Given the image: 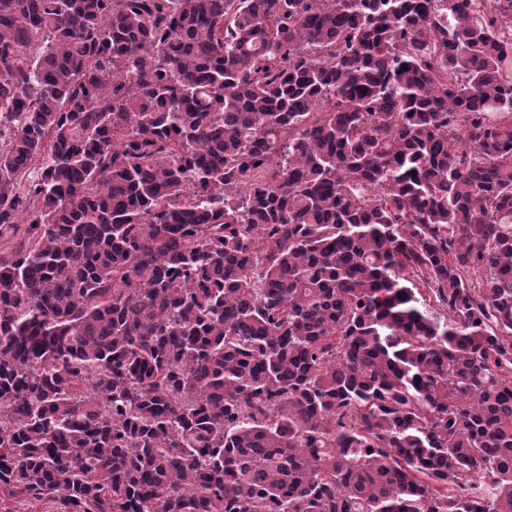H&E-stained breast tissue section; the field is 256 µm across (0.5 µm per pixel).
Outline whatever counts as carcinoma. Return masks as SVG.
<instances>
[{"label":"carcinoma","instance_id":"obj_1","mask_svg":"<svg viewBox=\"0 0 512 512\" xmlns=\"http://www.w3.org/2000/svg\"><path fill=\"white\" fill-rule=\"evenodd\" d=\"M512 0H0V489L512 512Z\"/></svg>","mask_w":512,"mask_h":512}]
</instances>
